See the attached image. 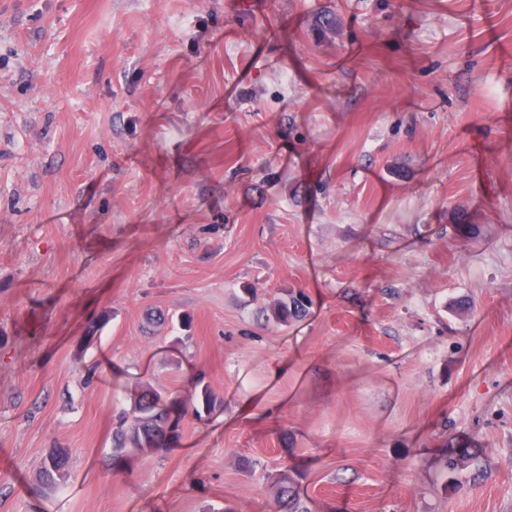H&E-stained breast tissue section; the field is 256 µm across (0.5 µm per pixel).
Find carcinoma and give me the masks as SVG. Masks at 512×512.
Here are the masks:
<instances>
[{
    "label": "carcinoma",
    "instance_id": "1",
    "mask_svg": "<svg viewBox=\"0 0 512 512\" xmlns=\"http://www.w3.org/2000/svg\"><path fill=\"white\" fill-rule=\"evenodd\" d=\"M309 305L310 299L306 294H289L274 305L270 319L285 326L288 320L303 316ZM213 403L214 397L207 388L184 404L166 399L157 391H149L135 401L130 410L118 416L112 434L113 448L117 453L125 448L143 451L162 449L178 431L185 413L191 410L199 417L201 410H209ZM67 458L68 453L64 449H53L44 460L40 481L53 484L61 479ZM273 479L279 512H311L298 496L294 476L288 467L279 470Z\"/></svg>",
    "mask_w": 512,
    "mask_h": 512
}]
</instances>
